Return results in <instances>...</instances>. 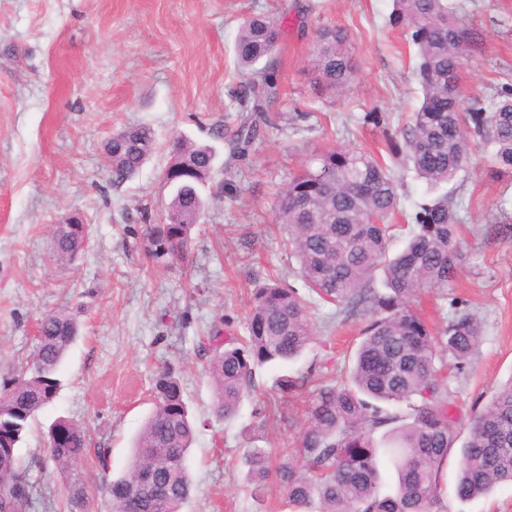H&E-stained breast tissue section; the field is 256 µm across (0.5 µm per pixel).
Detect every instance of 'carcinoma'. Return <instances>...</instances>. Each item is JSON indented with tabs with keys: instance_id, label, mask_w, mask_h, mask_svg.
Segmentation results:
<instances>
[{
	"instance_id": "1",
	"label": "carcinoma",
	"mask_w": 512,
	"mask_h": 512,
	"mask_svg": "<svg viewBox=\"0 0 512 512\" xmlns=\"http://www.w3.org/2000/svg\"><path fill=\"white\" fill-rule=\"evenodd\" d=\"M454 0H394L391 22L406 28L416 47L422 98L409 116L405 154L416 179L435 193L415 206L404 246L392 254L393 219L400 211L391 168L363 149L326 146L307 155L300 171L280 191L276 223L296 259L308 294L278 282L254 288L245 335L226 336L214 328L206 375L214 389L212 414L237 417L245 398L258 387L265 365L296 362L311 343V297L336 307V316H360L365 325L346 378L316 388L307 426L293 457L273 464L265 448L243 454L245 479L258 491L272 474L286 483L292 512H435L441 475L457 439L456 416L441 377L447 361L462 371L480 341L476 319L458 309L434 329L412 307L425 288L448 287L455 276L461 204L441 188L470 160L479 141L499 173H512V86L490 99L460 104L458 71L464 56L479 46L475 32L458 16ZM281 26L264 17L244 20L234 46L237 64L255 75L231 102L251 100L248 115L229 132L233 157L245 155L267 125V102L276 85L269 61ZM342 28L323 29L313 48V65L329 89L349 90L355 61ZM153 127L139 124L116 132L112 141V181L133 177L152 155ZM170 161L163 171L172 189L166 223L145 225L159 263L187 256L191 230L204 207L201 187L210 180L216 152L181 136L168 141ZM85 248L76 224L58 226L54 251L62 263ZM65 313L40 320L30 361L0 391V512H31L33 484L19 462V445L36 413L60 388L58 368L77 336ZM307 376H282L264 394L258 414L304 386ZM155 409L145 422L128 471L104 478L99 492L113 512H182L191 491L187 461L195 426L176 371L169 365L153 376ZM65 438L49 443V459L64 474L65 512H95L96 493L78 469L87 454L83 428L59 419ZM397 473L385 491L380 464ZM512 485V382L495 391L471 422L454 484L455 497L472 501L493 488Z\"/></svg>"
}]
</instances>
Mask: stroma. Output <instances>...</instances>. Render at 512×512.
<instances>
[{
    "label": "stroma",
    "instance_id": "stroma-1",
    "mask_svg": "<svg viewBox=\"0 0 512 512\" xmlns=\"http://www.w3.org/2000/svg\"><path fill=\"white\" fill-rule=\"evenodd\" d=\"M459 2L483 39L481 53L462 61L460 96L487 97L512 84V0ZM391 11L392 0H0V382L31 359L42 316L66 313L79 327L59 369L62 388L19 450L41 490L33 512H49L66 496L47 458L51 424L63 417L84 428L91 453L79 468L89 484L124 474L155 409L153 374L168 364L197 424L183 512H289L279 477L252 497L240 456L249 443L276 457L295 450L314 387L343 376L363 322L314 305L313 340L293 366L309 372V382L267 423L253 417L250 400L236 419L214 418L206 336L221 325L243 335L256 282L272 275L302 288L275 208L313 148L361 147L384 160L390 148H403L420 87L415 49L391 24ZM260 14L283 21L273 55L278 95L264 137L233 160L213 131L238 121L229 93L250 76L236 64L234 42L244 19ZM332 27L348 32L357 64L342 99L320 94L309 64L317 32ZM369 112L379 121L366 120ZM142 123L154 128L157 148L132 179L112 183L106 144ZM175 134L215 146L218 166L201 189L205 208L187 259L158 264L143 234L165 218V144ZM394 172L403 209L396 249L424 186L404 165ZM447 190L464 204L457 273L447 287L420 292L413 306L435 328L458 308L481 325L468 366L450 375L462 443L470 417L512 380V233L487 232L512 225V177L491 171L476 147ZM75 213L90 228L89 242L63 263L53 231ZM458 461L451 450L438 512H512V485L460 502Z\"/></svg>",
    "mask_w": 512,
    "mask_h": 512
}]
</instances>
